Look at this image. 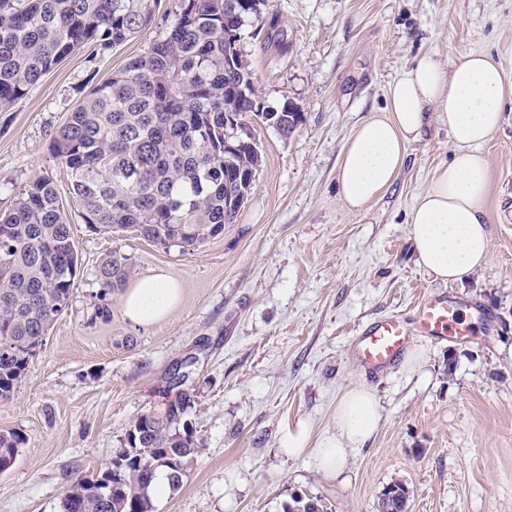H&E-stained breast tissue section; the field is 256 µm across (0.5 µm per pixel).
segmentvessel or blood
Segmentation results:
<instances>
[{"label": "vessel or blood", "instance_id": "b4317fda", "mask_svg": "<svg viewBox=\"0 0 512 512\" xmlns=\"http://www.w3.org/2000/svg\"><path fill=\"white\" fill-rule=\"evenodd\" d=\"M469 333L455 298L426 293L415 305L413 317L390 315L364 325L351 340L348 352L366 372L375 374L398 362L414 337Z\"/></svg>", "mask_w": 512, "mask_h": 512}]
</instances>
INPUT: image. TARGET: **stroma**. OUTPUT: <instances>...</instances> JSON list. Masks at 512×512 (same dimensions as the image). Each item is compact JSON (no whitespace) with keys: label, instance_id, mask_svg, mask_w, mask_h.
Segmentation results:
<instances>
[{"label":"stroma","instance_id":"35a3bbf8","mask_svg":"<svg viewBox=\"0 0 512 512\" xmlns=\"http://www.w3.org/2000/svg\"><path fill=\"white\" fill-rule=\"evenodd\" d=\"M175 3L159 0L151 27L103 57L72 52L0 112V210L29 181L52 179L79 256L68 309L0 404V432L24 438L0 473V512H62L66 489L111 463L131 422L163 410L176 366L189 374L197 451L155 512H283L297 494L324 512H376L394 481L409 489L407 512H512V96L483 148L491 261L468 280H433L409 240L417 196L453 155L447 123L430 124L362 210L337 189L354 128L381 114L388 84L421 57L451 69L481 51L512 76V0H269L263 37H244L241 50L263 105L291 103L300 121L288 132L255 122L263 161L251 194L223 235L194 250L91 231L52 152L91 77L146 51ZM114 251L134 279L162 272L178 283L167 317L135 325L121 291L103 293L98 264ZM424 292L460 302L471 335L415 337L418 366L367 374L350 340L375 318L410 315ZM357 385L377 396L381 421L339 474L326 476L311 452L280 453L288 427L305 424L311 447L335 434L337 403Z\"/></svg>","mask_w":512,"mask_h":512}]
</instances>
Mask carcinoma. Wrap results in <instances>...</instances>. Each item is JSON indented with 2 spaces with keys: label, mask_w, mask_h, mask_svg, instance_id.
<instances>
[{
  "label": "carcinoma",
  "mask_w": 512,
  "mask_h": 512,
  "mask_svg": "<svg viewBox=\"0 0 512 512\" xmlns=\"http://www.w3.org/2000/svg\"><path fill=\"white\" fill-rule=\"evenodd\" d=\"M261 13L249 0H177L164 32L144 53L96 83L55 132V158L68 169L79 216L102 233L131 231L165 249L197 248L235 222L261 163L258 146L224 151L231 115L243 121L261 102L240 43ZM151 0H0V112L8 110L53 66L89 47L102 57L152 25ZM71 224L48 177L22 189L0 213V403L12 398L30 359L69 306L79 263ZM129 259L105 256L97 270L104 291L126 286ZM183 382L164 411L137 416L107 466L73 482L63 512H154L149 493L164 469L177 489L195 452ZM24 438L0 433V467L14 465ZM409 491L384 487L377 512H407ZM284 512H324L321 500L296 495Z\"/></svg>",
  "instance_id": "obj_1"
}]
</instances>
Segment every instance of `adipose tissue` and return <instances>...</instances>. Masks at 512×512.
<instances>
[{
	"label": "adipose tissue",
	"instance_id": "obj_1",
	"mask_svg": "<svg viewBox=\"0 0 512 512\" xmlns=\"http://www.w3.org/2000/svg\"><path fill=\"white\" fill-rule=\"evenodd\" d=\"M512 80L490 56L466 54L454 70L426 56L390 84L382 115L362 122L347 141L337 174L341 201L364 208L387 191L431 120L446 122L453 158L417 199L409 225L418 261L434 280L460 283L488 264L489 216L483 206L488 164L482 145L499 129ZM178 284L164 273L135 282L122 304L139 325L165 318L179 300ZM380 421L379 405L368 389L348 388L336 410V434L312 449L320 469L338 473L349 449L362 447Z\"/></svg>",
	"mask_w": 512,
	"mask_h": 512
}]
</instances>
